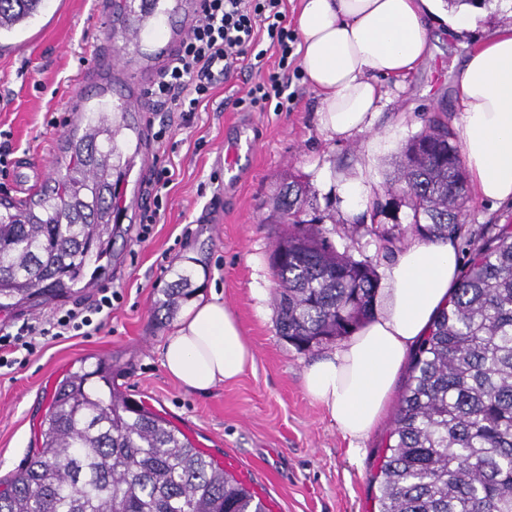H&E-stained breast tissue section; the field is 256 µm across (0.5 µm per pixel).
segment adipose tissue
I'll return each instance as SVG.
<instances>
[{
  "label": "adipose tissue",
  "mask_w": 512,
  "mask_h": 512,
  "mask_svg": "<svg viewBox=\"0 0 512 512\" xmlns=\"http://www.w3.org/2000/svg\"><path fill=\"white\" fill-rule=\"evenodd\" d=\"M470 0H302L295 18L302 67L320 96L330 136L369 130L381 96L378 78H403L429 55V21L467 33ZM462 151L476 194L512 202V26L470 49L455 85ZM451 241L411 240L388 268L374 318L304 373L307 394L351 444L386 415L397 377L458 280ZM167 373L206 393L235 380L254 361L236 316L218 295L193 300L162 351Z\"/></svg>",
  "instance_id": "ef3b65f1"
}]
</instances>
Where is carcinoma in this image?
<instances>
[{
    "instance_id": "obj_1",
    "label": "carcinoma",
    "mask_w": 512,
    "mask_h": 512,
    "mask_svg": "<svg viewBox=\"0 0 512 512\" xmlns=\"http://www.w3.org/2000/svg\"><path fill=\"white\" fill-rule=\"evenodd\" d=\"M42 0H0V40L23 32ZM112 116L88 113L69 138L57 188L25 208L0 203V309L93 286L112 262ZM411 210V233L457 237L470 197L456 133L435 117L406 148L385 186ZM307 190L282 193L287 225L271 261L277 328L309 351L351 335L375 310L369 259L340 253L304 208ZM386 252L399 224L363 225ZM448 305L410 361L385 455L374 476L377 512H512V225L474 235ZM189 274L165 292L173 310ZM42 446L7 482L0 512H268L237 477L193 448L168 420L112 385V364L69 373L52 397Z\"/></svg>"
}]
</instances>
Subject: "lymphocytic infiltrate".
<instances>
[{
    "mask_svg": "<svg viewBox=\"0 0 512 512\" xmlns=\"http://www.w3.org/2000/svg\"><path fill=\"white\" fill-rule=\"evenodd\" d=\"M297 39L284 0H199L188 37L146 95L153 111L178 114L187 123L217 85L246 67L261 78L248 88L242 104L262 112L270 106L287 110L293 96L283 74L298 60ZM271 53L277 70L268 74L264 68ZM117 297V292L100 288L91 304L61 308L49 320L25 322L13 331L1 328L0 368L12 367L17 352L33 354L40 340L99 331Z\"/></svg>",
    "mask_w": 512,
    "mask_h": 512,
    "instance_id": "f902f5d3",
    "label": "lymphocytic infiltrate"
}]
</instances>
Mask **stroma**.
I'll use <instances>...</instances> for the list:
<instances>
[{
    "label": "stroma",
    "mask_w": 512,
    "mask_h": 512,
    "mask_svg": "<svg viewBox=\"0 0 512 512\" xmlns=\"http://www.w3.org/2000/svg\"><path fill=\"white\" fill-rule=\"evenodd\" d=\"M97 2L45 0L15 47L0 49V136L13 149L0 176L2 201L15 202L27 192L18 166L33 176L51 166V178L39 185L43 191L66 170L71 124L64 105L97 44L121 43ZM503 13L502 0H492L463 39L431 24L430 55L404 79H380L371 132L348 140L328 138L319 121L320 98L299 71L288 74L295 95L291 111H245L238 100L258 76L238 71L216 87L190 125L172 128L148 155L136 133L139 117H126L114 163L136 184L146 207L153 203L146 182L168 167L172 178L161 192L163 207L148 239L139 237V218L118 223L112 264L95 288L117 291L119 298L100 332L46 341L24 363L0 369V479L40 447V425L59 381L81 360L108 357L114 385L179 426L195 448L265 499L271 512H374L372 477L395 415L387 413L354 453L324 408L306 394L305 369L334 346L301 351L278 332L270 257L285 227L272 221L276 196L290 181L308 185L314 206L340 226L330 235L336 248L371 259L378 276H385L389 261L377 241L347 228L370 216L408 227L404 199L385 195L383 185L432 114L458 128L452 85L467 51L500 24ZM242 133L256 139L257 147L239 168L224 172V153ZM353 180L364 186L356 206L342 192ZM377 201L385 206L379 216L372 213ZM184 272L190 275L188 295H219L255 354L253 366L237 380L206 394L184 387L162 365V345L181 313L159 310L157 302ZM93 290L77 285L34 307L1 310L0 327L49 318L60 307L89 302Z\"/></svg>",
    "instance_id": "obj_1"
}]
</instances>
